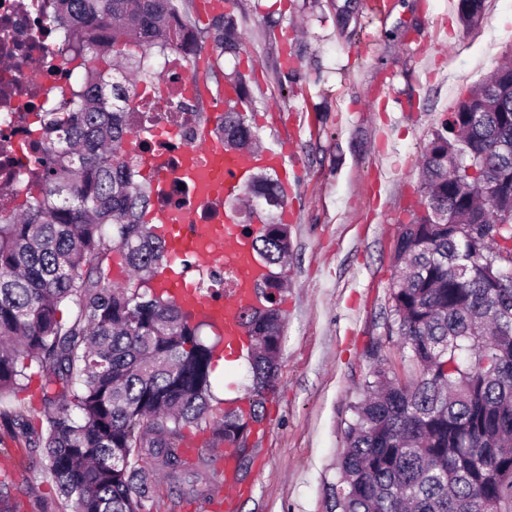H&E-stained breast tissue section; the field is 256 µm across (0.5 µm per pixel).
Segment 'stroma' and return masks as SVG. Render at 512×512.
Wrapping results in <instances>:
<instances>
[{
    "label": "stroma",
    "instance_id": "stroma-1",
    "mask_svg": "<svg viewBox=\"0 0 512 512\" xmlns=\"http://www.w3.org/2000/svg\"><path fill=\"white\" fill-rule=\"evenodd\" d=\"M192 0L191 20L216 81L247 77L250 122L263 144L286 134L298 163L287 200L292 250L283 351L238 512H326L344 449L349 406L385 333L390 249L418 184V161L433 129L512 50V0H486L463 29L448 0H230L245 35L238 55L221 53L216 16ZM297 38L292 74L283 36ZM288 75L287 92L276 78ZM204 470L209 498L191 497V476L152 480L153 512H216L224 500V449ZM0 512H62L50 480L24 443L0 428Z\"/></svg>",
    "mask_w": 512,
    "mask_h": 512
}]
</instances>
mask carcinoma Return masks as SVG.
<instances>
[{
	"instance_id": "cac0c4a2",
	"label": "carcinoma",
	"mask_w": 512,
	"mask_h": 512,
	"mask_svg": "<svg viewBox=\"0 0 512 512\" xmlns=\"http://www.w3.org/2000/svg\"><path fill=\"white\" fill-rule=\"evenodd\" d=\"M485 2L458 0L464 26L480 24ZM52 3L62 61L84 80L41 118L36 194L16 219H0V395L26 389L34 367L47 376L38 425L22 408L0 412V425L38 452L70 512H151L150 473L175 482L192 470L187 429L212 431L199 463L220 442L243 469L251 449L241 441L263 422L278 375L284 279L273 267L291 232L270 219L252 239L266 275L259 304L241 315L248 406H226L215 421L220 340L204 342L202 323L150 287L165 245L144 222L151 188L124 148L135 144L132 75L153 49L195 36L187 0ZM218 28L221 53L239 54L233 16ZM227 85L237 101L212 135L227 152L252 149L258 129L238 109L246 80ZM458 160L478 177L461 182ZM482 178L498 185L494 199ZM420 180L393 246L387 331L350 406L327 512H512V220L493 218L512 213V60L432 131ZM251 185L282 206L270 176Z\"/></svg>"
}]
</instances>
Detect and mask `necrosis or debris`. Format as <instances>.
<instances>
[{"label":"necrosis or debris","instance_id":"4bbe7bcc","mask_svg":"<svg viewBox=\"0 0 512 512\" xmlns=\"http://www.w3.org/2000/svg\"><path fill=\"white\" fill-rule=\"evenodd\" d=\"M49 9L50 0H0V55L12 62L0 70V215L33 185L40 143L33 127L37 115L52 111L75 90L50 34ZM186 59L181 49L158 57L151 63L157 82L138 85L131 119L147 136L138 140L136 155L156 149L174 155L196 144L200 125L179 107L195 95ZM161 99L169 103L163 112L156 109Z\"/></svg>","mask_w":512,"mask_h":512}]
</instances>
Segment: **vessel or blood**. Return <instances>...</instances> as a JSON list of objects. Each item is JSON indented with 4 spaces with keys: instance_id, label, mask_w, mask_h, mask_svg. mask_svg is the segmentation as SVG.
I'll return each mask as SVG.
<instances>
[{
    "instance_id": "1",
    "label": "vessel or blood",
    "mask_w": 512,
    "mask_h": 512,
    "mask_svg": "<svg viewBox=\"0 0 512 512\" xmlns=\"http://www.w3.org/2000/svg\"><path fill=\"white\" fill-rule=\"evenodd\" d=\"M143 161L153 174L154 197H164L171 181L178 179L190 186L193 198L192 206H158L149 213V223L167 246V257L155 281L157 292L212 323L232 350L244 349L239 318L242 311L256 305V288L266 270L251 247L250 237L235 223L224 203L240 194L253 168L264 167L287 176L294 164L290 152L280 143L247 156L230 155L225 153L223 143L205 129L199 144L183 149L177 159L147 153ZM198 207L214 210V219L207 224L196 223L194 210ZM219 255L233 280L223 298L215 300L201 292L194 274ZM237 483L235 452L228 448L224 451L225 512H235Z\"/></svg>"
}]
</instances>
